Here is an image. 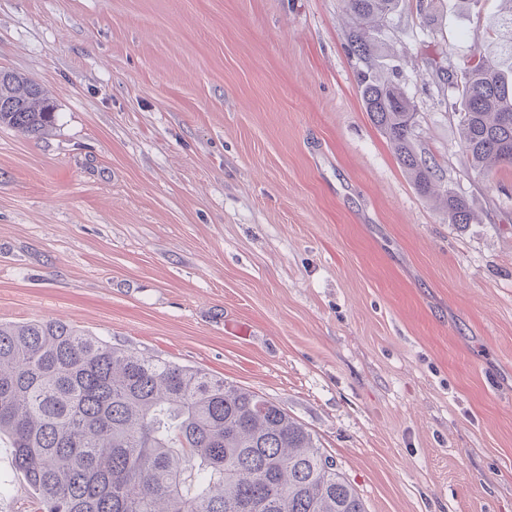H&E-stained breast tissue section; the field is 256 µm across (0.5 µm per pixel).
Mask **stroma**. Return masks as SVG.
Returning a JSON list of instances; mask_svg holds the SVG:
<instances>
[{"instance_id": "35a3bbf8", "label": "stroma", "mask_w": 512, "mask_h": 512, "mask_svg": "<svg viewBox=\"0 0 512 512\" xmlns=\"http://www.w3.org/2000/svg\"><path fill=\"white\" fill-rule=\"evenodd\" d=\"M399 0L380 34L420 196L359 95L343 0H0V322L60 319L311 431L367 512H512V167L472 170L447 73L502 0ZM0 512H39L0 439ZM0 128L16 129L32 137L44 135L56 118L55 105L44 89L29 78L0 70Z\"/></svg>"}]
</instances>
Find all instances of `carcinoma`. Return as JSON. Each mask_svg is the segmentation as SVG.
<instances>
[{
    "label": "carcinoma",
    "instance_id": "obj_1",
    "mask_svg": "<svg viewBox=\"0 0 512 512\" xmlns=\"http://www.w3.org/2000/svg\"><path fill=\"white\" fill-rule=\"evenodd\" d=\"M399 0H344L348 48L367 64L359 89L425 198L446 197L452 224L475 216L441 190L414 146L415 104L370 62L374 30ZM497 42L460 80L459 140L470 167L512 166V0ZM0 81V128L44 135L56 118L44 89L11 71ZM0 436L43 512H366L312 434L280 405L222 378L120 349L62 321L0 322Z\"/></svg>",
    "mask_w": 512,
    "mask_h": 512
}]
</instances>
